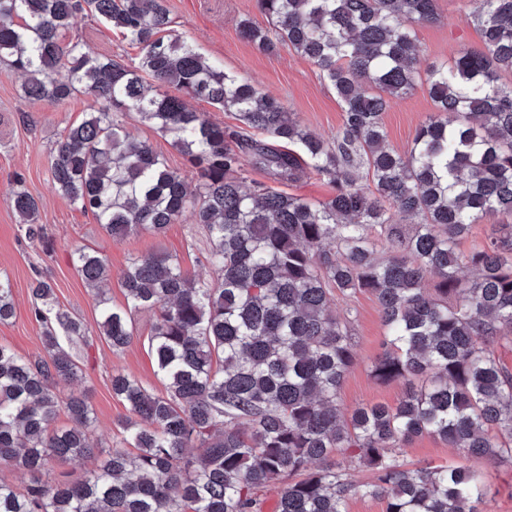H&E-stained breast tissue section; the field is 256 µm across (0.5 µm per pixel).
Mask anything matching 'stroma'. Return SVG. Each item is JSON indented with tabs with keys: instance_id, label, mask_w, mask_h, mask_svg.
Instances as JSON below:
<instances>
[{
	"instance_id": "obj_1",
	"label": "stroma",
	"mask_w": 512,
	"mask_h": 512,
	"mask_svg": "<svg viewBox=\"0 0 512 512\" xmlns=\"http://www.w3.org/2000/svg\"><path fill=\"white\" fill-rule=\"evenodd\" d=\"M167 2L174 33L193 41L204 56L279 98L310 131L330 137L340 129L342 104L335 91L320 78L314 64L285 47L274 54L261 53L240 38L238 25L242 19L249 17L257 22L262 19L254 0ZM477 7L478 0H436L438 21L415 27L419 70L450 60L458 49L480 46L481 34L474 22ZM67 36L82 40L97 52L122 63L138 62L139 48L94 17L77 16ZM21 83L16 72L6 63H0V276L9 278L16 307L14 317L0 323V344L12 347L23 356L41 350L42 329L31 315L34 299L29 291L31 281L38 274L53 284L59 306L86 324L88 333L83 339L65 344L83 370L82 379L60 384L57 392L64 399L73 394L87 397L98 418L92 437L95 451L84 457L55 460L43 476L49 483L79 481L100 464L109 450L122 443L118 423L127 411L112 394L113 373L131 374L156 393L164 392L165 387L149 352L151 313H135L128 346L122 352H112L98 334L97 301L73 267V252L88 247L107 257L110 277L107 295L112 304L121 306L125 303L121 276L131 259L165 251L176 256L184 269L206 277L210 274L208 242L203 230L188 215L180 223L169 225L160 235L140 231L115 239L104 232L92 215L82 213L56 193L48 172L50 151L65 126L94 111L96 104L86 95L63 105L34 102L22 97ZM433 110L434 104L423 85L393 100L383 115L390 146L400 152L409 150L417 128ZM243 175L246 184L260 182L310 201L324 200L331 193L330 185L313 173L293 183H281L247 160L243 163ZM19 177L38 203V221L54 244L53 253H43L20 233L18 218L9 204ZM329 305L336 316L349 321L354 344L355 359L338 393L343 410L349 412L374 403L396 406L408 389L406 382L383 383L371 373L385 334L375 298L365 291L345 296L334 292ZM397 456L409 466L465 465L487 472L490 493L486 512H512V464H492L464 456L440 438L427 435L406 443L398 449Z\"/></svg>"
}]
</instances>
